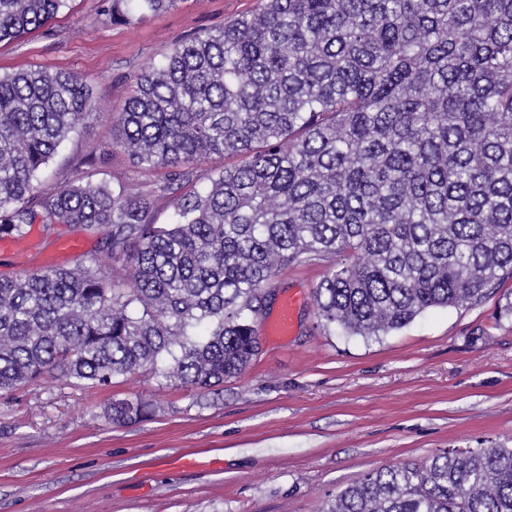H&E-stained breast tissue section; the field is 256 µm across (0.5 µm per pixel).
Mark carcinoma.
<instances>
[{"label": "carcinoma", "mask_w": 512, "mask_h": 512, "mask_svg": "<svg viewBox=\"0 0 512 512\" xmlns=\"http://www.w3.org/2000/svg\"><path fill=\"white\" fill-rule=\"evenodd\" d=\"M70 2L0 0V43ZM125 2L112 14L173 0ZM94 109L78 74L0 75V238L79 224L104 253L0 277V391L140 369L222 384L255 356L263 289L288 267L324 264L322 325L366 338L512 278V0H261L175 42L112 115V145L167 170L148 194L95 179L94 160L44 188ZM214 155L224 170L185 190ZM161 194L177 195L169 224L151 216ZM150 410L119 400L107 419ZM324 512H512V448L378 468Z\"/></svg>", "instance_id": "1"}]
</instances>
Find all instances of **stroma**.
Returning a JSON list of instances; mask_svg holds the SVG:
<instances>
[{
  "mask_svg": "<svg viewBox=\"0 0 512 512\" xmlns=\"http://www.w3.org/2000/svg\"><path fill=\"white\" fill-rule=\"evenodd\" d=\"M259 0H174L112 14L111 0H72L41 30L0 45V74L67 71L94 87L95 113L59 150L47 181L65 185L87 158L111 187L150 190L112 145V115L139 75L176 41L254 13ZM52 236L0 253V275L73 266ZM323 265L288 268L257 316L297 297L291 336L260 337L237 377L199 389L140 370L80 388L53 375L0 394V512H322L336 492L379 467L451 448H512V279L478 304L437 307L406 327L363 338L325 328L313 291ZM152 412L119 426L113 401Z\"/></svg>",
  "mask_w": 512,
  "mask_h": 512,
  "instance_id": "obj_1",
  "label": "stroma"
}]
</instances>
